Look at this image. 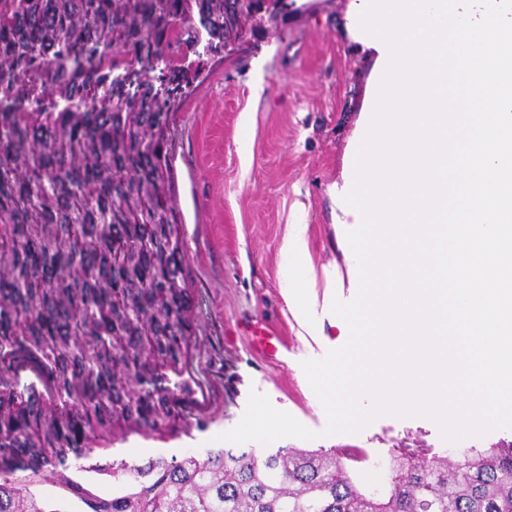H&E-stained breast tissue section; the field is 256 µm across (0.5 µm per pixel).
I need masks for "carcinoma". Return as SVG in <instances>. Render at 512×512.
Returning a JSON list of instances; mask_svg holds the SVG:
<instances>
[{"mask_svg":"<svg viewBox=\"0 0 512 512\" xmlns=\"http://www.w3.org/2000/svg\"><path fill=\"white\" fill-rule=\"evenodd\" d=\"M250 8L0 0V512H70L37 500L47 471L89 512H512V444L400 453L380 489L360 448L99 461L118 424L159 433L194 393L170 125Z\"/></svg>","mask_w":512,"mask_h":512,"instance_id":"carcinoma-1","label":"carcinoma"}]
</instances>
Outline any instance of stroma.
Listing matches in <instances>:
<instances>
[{
	"instance_id": "1",
	"label": "stroma",
	"mask_w": 512,
	"mask_h": 512,
	"mask_svg": "<svg viewBox=\"0 0 512 512\" xmlns=\"http://www.w3.org/2000/svg\"><path fill=\"white\" fill-rule=\"evenodd\" d=\"M346 8L347 0H258L175 114L171 189L192 288L191 369L198 387L162 433L116 432L105 460L141 465L216 447L217 436L242 418L253 390L316 433L309 441L276 440L269 451L366 449L374 463L360 473L367 485L399 446L452 457L512 442V429H499L447 443L431 420L393 416L356 434L323 436L322 405L295 365L303 338L286 301L288 225L307 226L302 263L315 274L317 291L335 266L342 301H352L359 286L356 273L340 266L346 231L333 222L328 192L351 153L371 72L338 31ZM257 324L282 337V360L254 351L250 330Z\"/></svg>"
}]
</instances>
